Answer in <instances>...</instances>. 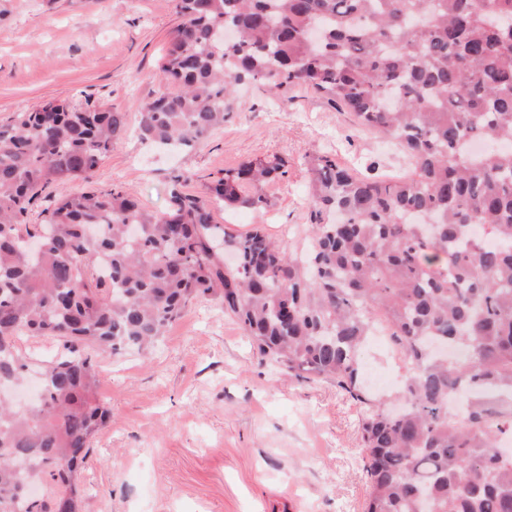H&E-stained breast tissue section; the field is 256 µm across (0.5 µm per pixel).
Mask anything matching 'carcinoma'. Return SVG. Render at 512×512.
<instances>
[{
  "label": "carcinoma",
  "mask_w": 512,
  "mask_h": 512,
  "mask_svg": "<svg viewBox=\"0 0 512 512\" xmlns=\"http://www.w3.org/2000/svg\"><path fill=\"white\" fill-rule=\"evenodd\" d=\"M171 3L180 22L137 106L141 139L192 147L224 126L237 85L301 86L391 141L411 172L312 157L300 257L260 226L215 219L269 206L276 155L198 194L178 175L153 212L120 186L69 191L130 132L127 113L56 99L0 124V383L25 382L18 337L64 349L44 361L38 403L0 391V512H82L86 448L112 418L93 354L146 351L209 297L275 369L331 379L362 405L364 512H512V457L497 452L512 408L478 396L512 393V150L470 149L512 142V0ZM51 184L53 205L28 223ZM379 322L406 366L394 414L362 383L359 350Z\"/></svg>",
  "instance_id": "cac0c4a2"
}]
</instances>
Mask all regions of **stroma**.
<instances>
[{"instance_id": "stroma-1", "label": "stroma", "mask_w": 512, "mask_h": 512, "mask_svg": "<svg viewBox=\"0 0 512 512\" xmlns=\"http://www.w3.org/2000/svg\"><path fill=\"white\" fill-rule=\"evenodd\" d=\"M177 23L169 0H10L0 17V120L58 98L133 112L157 88ZM319 154L406 170L326 98L249 84L223 128L194 147L158 150L129 133L92 186H121L159 211L174 175L196 193L225 170L277 155L287 173L266 184L268 207H230L217 220L235 231L262 225L292 249L310 222L309 160ZM360 362L374 395L398 391L405 366L392 353L372 341ZM96 363L112 418L80 474L83 512H362L361 406L331 380L274 372L215 301L194 302L150 355Z\"/></svg>"}]
</instances>
